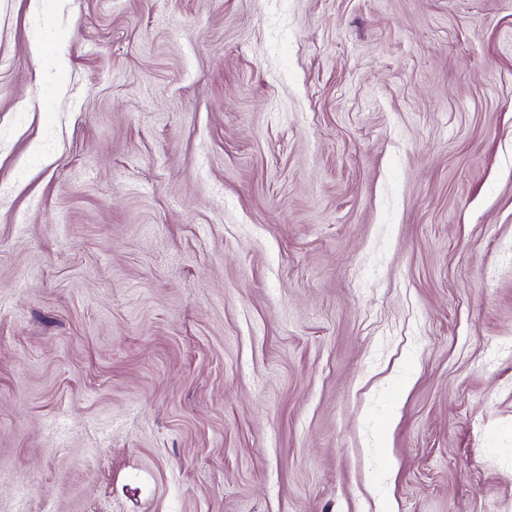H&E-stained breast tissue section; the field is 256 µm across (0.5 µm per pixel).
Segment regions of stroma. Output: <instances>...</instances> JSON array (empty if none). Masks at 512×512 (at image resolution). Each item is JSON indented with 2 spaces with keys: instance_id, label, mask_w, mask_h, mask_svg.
Here are the masks:
<instances>
[{
  "instance_id": "35a3bbf8",
  "label": "stroma",
  "mask_w": 512,
  "mask_h": 512,
  "mask_svg": "<svg viewBox=\"0 0 512 512\" xmlns=\"http://www.w3.org/2000/svg\"><path fill=\"white\" fill-rule=\"evenodd\" d=\"M0 512H512V0H0Z\"/></svg>"
}]
</instances>
